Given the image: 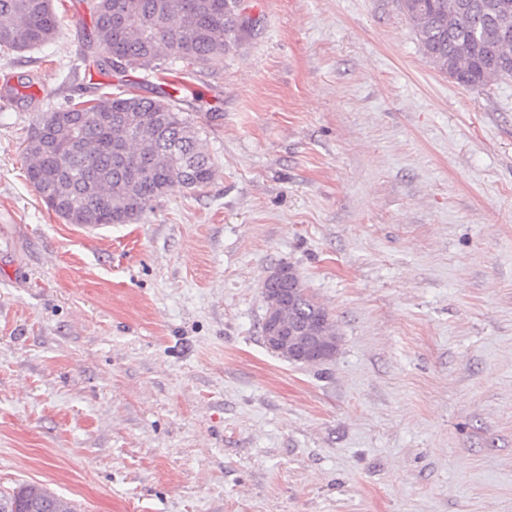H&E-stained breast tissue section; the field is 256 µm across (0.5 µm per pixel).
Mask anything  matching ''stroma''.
<instances>
[{
  "mask_svg": "<svg viewBox=\"0 0 512 512\" xmlns=\"http://www.w3.org/2000/svg\"><path fill=\"white\" fill-rule=\"evenodd\" d=\"M0 50V490L77 512H512V78L434 67L395 0H244L257 26L182 78L213 181L89 234L22 157L85 78L89 0ZM289 264L332 315L324 364L261 338Z\"/></svg>",
  "mask_w": 512,
  "mask_h": 512,
  "instance_id": "stroma-1",
  "label": "stroma"
}]
</instances>
